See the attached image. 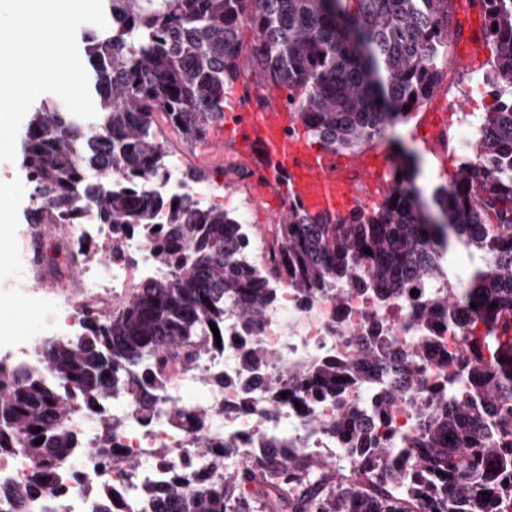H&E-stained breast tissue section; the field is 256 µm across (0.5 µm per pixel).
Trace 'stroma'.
<instances>
[{"label":"stroma","instance_id":"35a3bbf8","mask_svg":"<svg viewBox=\"0 0 512 512\" xmlns=\"http://www.w3.org/2000/svg\"><path fill=\"white\" fill-rule=\"evenodd\" d=\"M466 53L464 45H449L448 56L454 67L450 69L445 92L437 94L427 105L414 111L408 120L399 123L391 132L390 140L371 146V153L392 155L395 144L415 150L420 156V186L432 188L454 174L466 152L458 135L442 142L439 135L429 132L431 121H442L447 111L469 112L471 126H478L479 112L485 111L492 98L482 72L458 71L457 64ZM169 149L181 167H194L205 173L201 183L212 203L237 215H246L253 231L272 224L276 209L271 202L258 201L249 183H238L225 176V162L237 158L232 144H225L220 159H200L197 146L185 142L175 131L165 132ZM12 187L13 193L0 205V251L6 258L0 262V337L10 336L25 328L29 322L27 307L21 302L23 283L17 272L22 253L30 248L32 226L28 219L31 207L29 186L18 162H0V183Z\"/></svg>","mask_w":512,"mask_h":512}]
</instances>
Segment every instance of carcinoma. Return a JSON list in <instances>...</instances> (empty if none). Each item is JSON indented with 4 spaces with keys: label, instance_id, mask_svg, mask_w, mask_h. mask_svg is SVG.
I'll return each instance as SVG.
<instances>
[{
    "label": "carcinoma",
    "instance_id": "cac0c4a2",
    "mask_svg": "<svg viewBox=\"0 0 512 512\" xmlns=\"http://www.w3.org/2000/svg\"><path fill=\"white\" fill-rule=\"evenodd\" d=\"M484 15L483 41L492 53L480 65L493 103L483 113L472 155L430 197L416 184L417 158L390 169L392 186L378 204L335 221L292 209L266 229V276L304 301L327 296L343 307L371 290L382 298L408 283H451L444 255L451 239L474 249L480 265L465 288L432 292L413 313L419 336L411 352L388 334L358 338L349 362L361 386L381 393L372 422L388 424L390 405L406 397L417 426L380 442L344 404L336 366H290L292 398L332 397L328 425L361 445L368 458L343 470L302 451L272 448L264 460L224 467V443L203 441L211 479L193 483L175 470L155 491L152 512H507L512 503V0H471ZM107 27L84 30L86 73L97 115H73L57 100L33 110L21 137V167L31 186L30 223H75L89 215L109 229L89 252L50 261L74 266L120 250L139 234L153 247L160 273L103 316L83 313L85 331L41 351L60 385L50 390L25 366L0 368V457H25L42 478L78 447L64 420L102 405L123 388L159 398L163 375L190 367L213 335H224V310L244 327L258 325L276 294L241 257L236 216L202 205L185 191L150 188L168 176L163 125L197 144L224 120V85L247 70L259 88L285 92L308 135L326 149L355 152L388 133L441 90L448 34L457 28L453 0H103ZM253 39L241 40L243 27ZM96 178L90 179L89 172ZM371 253H365V249ZM469 323L460 321V311ZM465 331L450 352L434 344L443 331ZM449 367L425 381L431 362ZM148 363L127 382L126 364ZM117 421L101 419L99 455L114 468ZM43 443L34 444L39 438ZM44 491L32 481L0 488L18 502ZM122 491L102 497L94 512H123Z\"/></svg>",
    "mask_w": 512,
    "mask_h": 512
}]
</instances>
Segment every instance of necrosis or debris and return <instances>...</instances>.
<instances>
[{
  "label": "necrosis or debris",
  "instance_id": "1",
  "mask_svg": "<svg viewBox=\"0 0 512 512\" xmlns=\"http://www.w3.org/2000/svg\"><path fill=\"white\" fill-rule=\"evenodd\" d=\"M107 234L103 224H58L50 242L61 252L73 253L80 244L101 242ZM124 253V258L110 259L100 268L82 265L75 277L44 260L35 265L22 263V280L38 277L43 282L33 311L37 333L0 341V364L40 366V350L46 342L79 335L85 308L108 306L113 297L126 296V261H134L145 277L154 276V253L144 238L127 239ZM418 291V296H424L429 289L422 285ZM418 296L405 289L384 304L372 296L356 297L342 308L321 297L300 301L283 287L264 321L251 333L242 329L233 311H226L223 344L209 345L193 367L170 372L163 381L162 398L149 412H142L139 401L127 392H113L108 409L119 422L113 445L125 456V468L112 469L95 454L100 431L97 411L73 412L66 424L78 435L80 448L47 474L45 494L25 501L17 512H93L101 492L113 486L125 489L131 512H143L145 484L163 482L171 470L188 461L196 476L206 475L207 460L197 451L203 439L224 441L232 466L260 457L265 443L278 440L329 464L357 467L360 455L346 441L304 425L309 414L324 420L335 418L334 400L316 399L298 408L272 394L267 382L288 365L311 358L344 364L352 334L370 335L372 324L386 319L394 325V337L403 346H412L415 334L408 329L407 320ZM257 343L265 351L264 360L254 368H244V352ZM217 376L223 377V385L214 384ZM177 410L185 411L184 420L174 421ZM198 410L208 415L205 426H198L194 418ZM163 446L168 453L162 459L157 450Z\"/></svg>",
  "mask_w": 512,
  "mask_h": 512
}]
</instances>
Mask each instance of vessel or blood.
Instances as JSON below:
<instances>
[{"mask_svg": "<svg viewBox=\"0 0 512 512\" xmlns=\"http://www.w3.org/2000/svg\"><path fill=\"white\" fill-rule=\"evenodd\" d=\"M267 97L269 107L235 113L229 127H215L202 152L223 150L230 140L248 158L259 161L255 194L261 200L277 197L283 216L295 207L334 218L383 199L390 187L387 163L368 166L362 159L323 150L292 134L294 114L283 104L280 90L271 89Z\"/></svg>", "mask_w": 512, "mask_h": 512, "instance_id": "obj_1", "label": "vessel or blood"}]
</instances>
